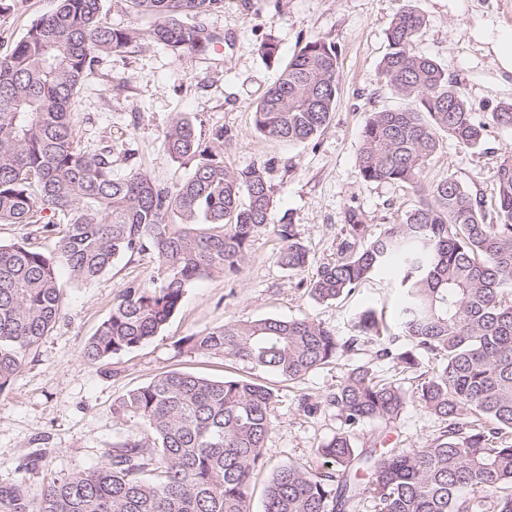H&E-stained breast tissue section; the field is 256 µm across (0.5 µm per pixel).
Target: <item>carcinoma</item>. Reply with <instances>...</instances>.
I'll return each instance as SVG.
<instances>
[{
    "label": "carcinoma",
    "mask_w": 512,
    "mask_h": 512,
    "mask_svg": "<svg viewBox=\"0 0 512 512\" xmlns=\"http://www.w3.org/2000/svg\"><path fill=\"white\" fill-rule=\"evenodd\" d=\"M154 18L143 34L102 16V0H58L5 55H0V223L57 225L53 255L20 243L0 244V393L27 353L62 314L64 262L78 281L109 271L128 253L151 249L160 282L123 289L112 312L85 343L97 363L159 335L196 281L237 273L252 237H280L277 262L305 267L306 247L292 224L270 225L272 199L262 166L232 170L200 149L193 124L175 118L163 140L177 160L198 159L190 177L161 187L140 172L115 177L112 147L89 150L76 139L71 102L87 71L144 37L178 54L209 59L219 38L202 19L224 0H130ZM425 16L406 0L387 34L380 75L403 106L371 112L357 164L366 181L403 183L419 201L373 239L348 212L339 257L309 283L312 298L334 302L373 275L401 289L396 332L381 331L376 312L355 315L342 339L311 318L227 322L186 344L220 354L249 371L297 381L357 344L408 371L419 352L431 371L410 396L367 366L351 369L326 398L342 423L317 448L322 468L290 461L271 474L264 512H355L370 498L376 512H512V155L496 172L493 216L453 177L427 180L442 135L474 148L484 128L460 86L433 58L416 51ZM339 90L334 46L313 39L293 55L254 110L260 135L290 144L313 141L328 125ZM178 224L180 229L172 230ZM203 225L229 227L208 232ZM411 342L397 346L399 338ZM438 421L422 446L358 448L368 421L397 423L410 401ZM272 388L247 377L213 380L167 371L126 393L116 412L139 421L142 438H126L106 461L31 494L0 485V512H249L248 491L263 466L272 427Z\"/></svg>",
    "instance_id": "cac0c4a2"
}]
</instances>
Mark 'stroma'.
<instances>
[{"instance_id":"1","label":"stroma","mask_w":512,"mask_h":512,"mask_svg":"<svg viewBox=\"0 0 512 512\" xmlns=\"http://www.w3.org/2000/svg\"><path fill=\"white\" fill-rule=\"evenodd\" d=\"M401 5L402 0H224L223 11L205 18L222 39L212 59L177 55L146 40L139 48L104 58L85 77L71 105L75 133L88 148L111 146L114 175L137 171L163 186L185 180L194 164L173 159L162 132L176 115L186 116L202 146L220 155L227 167L265 166L271 221L295 225L308 261L298 272L283 268L277 261L280 238L271 231L260 233L249 243L236 276L197 281L159 336L96 364L83 359L85 342L124 288L158 279L157 258L150 250L123 256L90 282L74 279L66 265H59L61 318L0 392V484H19L33 493L96 467L114 443L141 428L115 413L117 402L161 372L216 380L241 375L231 359L190 350L188 337L229 321L310 317L345 338L356 312L374 307L393 316L399 292L384 276H373L334 303L314 301L308 285L320 265L336 259L347 210H356L374 237L386 225L399 223L418 200L405 184L363 180L357 165L368 113L402 105L378 70ZM415 5L426 17L417 51L447 69L485 126L484 141L476 148L444 139L427 176L432 181L454 177L493 206L497 169L505 151L512 150V128L495 123L493 114L512 104V74L499 67L490 40L499 30L512 29V0H415ZM55 6L56 0H0V55ZM314 38L334 45L338 53L340 85L332 118L309 143L268 140L254 129L253 109L276 81L282 62ZM269 39L280 47L279 62H266L259 54ZM221 127L233 133L231 144L215 141ZM358 365L408 390L417 384L413 373L364 350L295 382L259 373L275 393L273 425L263 449L267 469L291 460L319 466L317 448L340 427L335 409L324 401ZM305 397L318 403L316 413L303 411ZM436 426L434 418L412 404L392 429L376 422L362 425L357 443L366 448L387 433L398 447L420 446ZM35 453L40 456L37 467L27 468V458Z\"/></svg>"}]
</instances>
